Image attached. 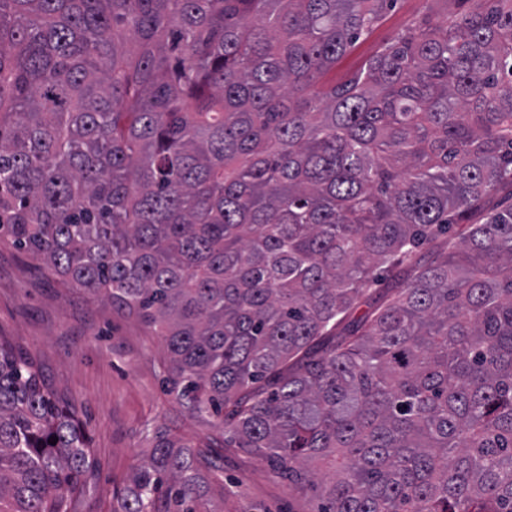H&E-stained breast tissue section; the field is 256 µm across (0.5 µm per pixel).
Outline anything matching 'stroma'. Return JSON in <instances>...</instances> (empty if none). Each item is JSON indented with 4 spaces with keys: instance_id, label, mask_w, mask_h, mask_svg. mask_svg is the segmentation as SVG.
<instances>
[{
    "instance_id": "stroma-1",
    "label": "stroma",
    "mask_w": 512,
    "mask_h": 512,
    "mask_svg": "<svg viewBox=\"0 0 512 512\" xmlns=\"http://www.w3.org/2000/svg\"><path fill=\"white\" fill-rule=\"evenodd\" d=\"M465 0H397L372 34L336 65L356 71L378 48L425 14L466 12ZM0 337L30 352L65 400L77 409L96 460L77 512H110L112 492L147 450L146 435L167 428L189 444L214 435L210 423L184 415L162 386L160 336L113 311L100 297L49 276L40 261L0 238ZM217 512H304L305 500L264 463L228 450L216 457Z\"/></svg>"
}]
</instances>
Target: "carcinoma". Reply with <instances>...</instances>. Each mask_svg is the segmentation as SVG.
<instances>
[{
	"label": "carcinoma",
	"instance_id": "obj_1",
	"mask_svg": "<svg viewBox=\"0 0 512 512\" xmlns=\"http://www.w3.org/2000/svg\"><path fill=\"white\" fill-rule=\"evenodd\" d=\"M471 2L326 84L397 0H0V237L221 429L154 431L112 512H214L218 443L310 512H512V0ZM93 469L1 342L0 512Z\"/></svg>",
	"mask_w": 512,
	"mask_h": 512
}]
</instances>
